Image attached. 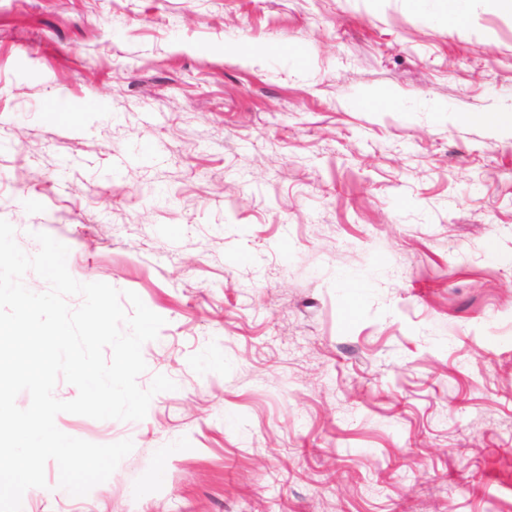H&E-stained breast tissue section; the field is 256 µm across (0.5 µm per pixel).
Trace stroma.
<instances>
[{
    "instance_id": "stroma-1",
    "label": "stroma",
    "mask_w": 512,
    "mask_h": 512,
    "mask_svg": "<svg viewBox=\"0 0 512 512\" xmlns=\"http://www.w3.org/2000/svg\"><path fill=\"white\" fill-rule=\"evenodd\" d=\"M0 219L163 317L134 448L22 512H512V10L0 0Z\"/></svg>"
}]
</instances>
